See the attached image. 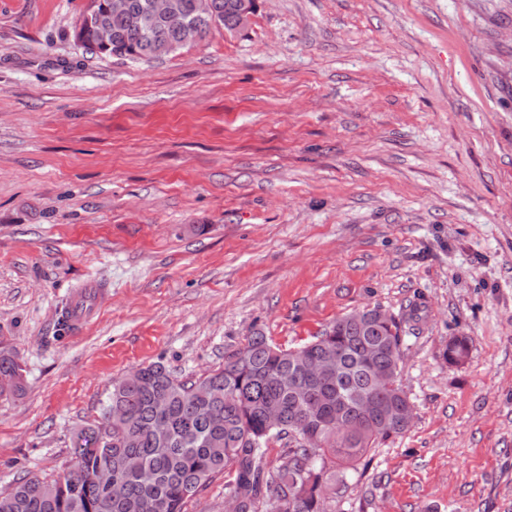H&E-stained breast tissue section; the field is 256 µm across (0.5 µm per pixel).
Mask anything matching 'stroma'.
<instances>
[{
	"instance_id": "stroma-1",
	"label": "stroma",
	"mask_w": 512,
	"mask_h": 512,
	"mask_svg": "<svg viewBox=\"0 0 512 512\" xmlns=\"http://www.w3.org/2000/svg\"><path fill=\"white\" fill-rule=\"evenodd\" d=\"M88 5L0 0V347L28 379L0 491L55 478L141 366L194 379L376 306L414 420L332 512H512V0H256L142 63L75 46Z\"/></svg>"
}]
</instances>
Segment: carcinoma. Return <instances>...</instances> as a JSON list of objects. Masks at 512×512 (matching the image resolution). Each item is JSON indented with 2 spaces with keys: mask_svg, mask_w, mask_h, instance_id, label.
<instances>
[{
  "mask_svg": "<svg viewBox=\"0 0 512 512\" xmlns=\"http://www.w3.org/2000/svg\"><path fill=\"white\" fill-rule=\"evenodd\" d=\"M91 0L73 32L75 44L99 57L132 62L175 53L205 38L213 28L236 31L241 0H170L191 32L169 29L155 18L149 0ZM112 33L97 44L95 24ZM471 339L455 336L445 356L459 364ZM330 355L338 372L308 381L297 357ZM402 357L398 323L342 316L296 349H282L257 333L224 357V366L182 381L160 362L139 368L137 379L121 377L98 424L77 436L73 459L48 480L26 475L0 492V512H185L186 504L216 476L234 468L227 490L234 512H331L329 500L344 470L377 446L403 434L411 405L399 384ZM380 375L389 385L376 387ZM27 388L18 355L0 352V396H22ZM276 406L279 423L270 424ZM273 438L288 449L272 471L266 451ZM112 467L119 484L107 490L94 476Z\"/></svg>",
  "mask_w": 512,
  "mask_h": 512,
  "instance_id": "carcinoma-1",
  "label": "carcinoma"
}]
</instances>
